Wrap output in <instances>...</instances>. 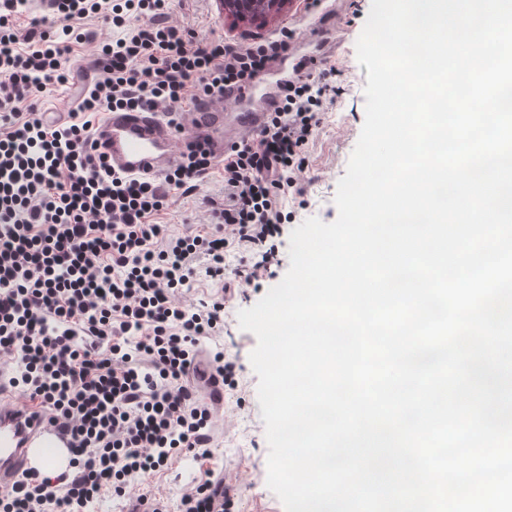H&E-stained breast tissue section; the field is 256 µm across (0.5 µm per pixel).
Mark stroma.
<instances>
[{
    "mask_svg": "<svg viewBox=\"0 0 512 512\" xmlns=\"http://www.w3.org/2000/svg\"><path fill=\"white\" fill-rule=\"evenodd\" d=\"M171 7L174 19L199 37L208 38L217 33L234 45L259 42L272 37L280 26L294 25L296 49L291 64L306 66L309 56L313 55L335 66V73L327 75L326 81L336 87L337 95L333 104L321 113L316 139L305 155L311 182L305 188L302 201L290 204L295 223L311 217L334 222L338 217L334 203L337 185L346 173L365 120L367 69L358 63L356 42L371 0H341V13L336 22L325 25L318 36L313 33L315 14L307 10L305 0H292L278 22L247 30H233L225 24L218 0H173ZM80 27L89 39L72 46L69 64L74 69V78L55 87L39 101L42 111L64 115L75 109L79 93L99 76L91 54L93 43L120 35L119 30L100 18L82 20ZM223 174L222 165H213L199 180L194 192L186 195L173 192L167 206L153 216V223L167 225L173 233L183 232L189 225L197 231H208L203 215L208 198L219 200L224 195ZM277 258V263L270 266V276L259 287L236 293L227 302L223 336L202 342L203 349H223L225 360L235 363L239 387L224 393V412L217 420L209 459L180 454L167 466L144 478L143 490L162 496L167 512H180L183 490L209 471L223 475L225 483L233 487V512H284L281 501L267 485L269 448L257 396L258 377L249 359L257 339L240 328L237 318L239 310L252 307L281 282L290 265L288 242H281Z\"/></svg>",
    "mask_w": 512,
    "mask_h": 512,
    "instance_id": "35a3bbf8",
    "label": "stroma"
}]
</instances>
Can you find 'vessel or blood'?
Here are the masks:
<instances>
[{
	"label": "vessel or blood",
	"instance_id": "1",
	"mask_svg": "<svg viewBox=\"0 0 512 512\" xmlns=\"http://www.w3.org/2000/svg\"><path fill=\"white\" fill-rule=\"evenodd\" d=\"M276 106L271 89L228 87L222 97L196 100L177 124L146 109H112L95 126L92 139L113 171L159 176L178 164L199 138L214 158L223 159L239 133L263 129ZM8 393L0 370V495L26 472L56 463L59 452L70 446L67 433L40 408Z\"/></svg>",
	"mask_w": 512,
	"mask_h": 512
}]
</instances>
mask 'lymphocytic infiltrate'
<instances>
[{"mask_svg": "<svg viewBox=\"0 0 512 512\" xmlns=\"http://www.w3.org/2000/svg\"><path fill=\"white\" fill-rule=\"evenodd\" d=\"M27 12V0H0V367L70 433L71 459L57 476L23 475L0 495V512H89L107 493L125 512H165L139 479L175 455H210L216 421L198 383L199 345L223 333L235 286L267 272L261 260L227 281L224 254L282 235L285 199L304 179L335 90L311 74L289 78L266 127L224 159L213 233L174 236L148 218L170 188L195 190L208 153L190 152L161 184L116 173L95 154L85 115L167 112L187 97L219 96L270 69L292 30L250 46L200 43L170 23V0H61L54 20L19 28ZM98 15L127 34L98 45L92 88L67 117L49 118L36 99L68 83L67 56L85 38L77 23ZM144 16L149 25L130 27ZM201 278L213 290L197 300L191 286ZM180 503L181 512H230L232 497L209 476Z\"/></svg>", "mask_w": 512, "mask_h": 512, "instance_id": "1", "label": "lymphocytic infiltrate"}]
</instances>
